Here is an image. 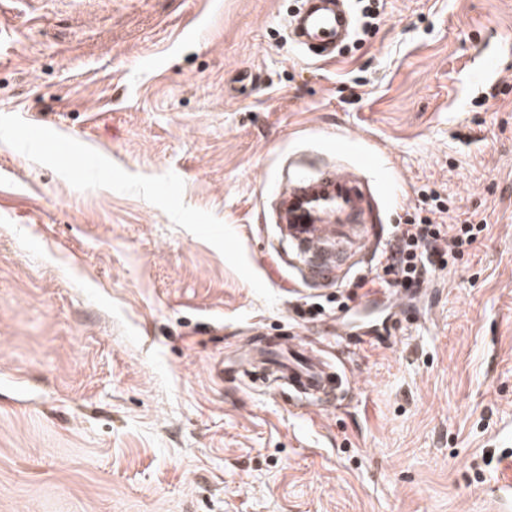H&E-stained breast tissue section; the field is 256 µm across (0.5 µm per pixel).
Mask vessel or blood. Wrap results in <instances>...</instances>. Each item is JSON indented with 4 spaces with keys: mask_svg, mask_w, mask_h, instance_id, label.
<instances>
[{
    "mask_svg": "<svg viewBox=\"0 0 512 512\" xmlns=\"http://www.w3.org/2000/svg\"><path fill=\"white\" fill-rule=\"evenodd\" d=\"M351 25L352 17L344 0H305L291 22L298 43L322 59L335 55ZM363 202L364 195L355 176L327 166L318 173L300 175L281 194L278 221L285 224L291 239L304 244L309 252L320 254L321 261L313 270L325 274L336 260L327 247L336 240L338 226L360 223ZM287 352L286 358L271 361L270 366L288 392L307 398L341 387L342 374L313 356L304 342L289 345Z\"/></svg>",
    "mask_w": 512,
    "mask_h": 512,
    "instance_id": "vessel-or-blood-1",
    "label": "vessel or blood"
}]
</instances>
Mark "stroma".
<instances>
[{
    "mask_svg": "<svg viewBox=\"0 0 512 512\" xmlns=\"http://www.w3.org/2000/svg\"><path fill=\"white\" fill-rule=\"evenodd\" d=\"M384 3L324 62L297 0H0V512H483L512 467V0ZM326 161L374 214L323 280L273 207ZM425 187L484 224L472 255L338 308ZM286 336L344 391L237 373ZM359 2H366L361 11V22L360 27L356 39V43H363L366 41V38L371 35L373 29L375 28V24L380 16V11L378 10L380 6L381 0H359Z\"/></svg>",
    "mask_w": 512,
    "mask_h": 512,
    "instance_id": "1",
    "label": "stroma"
}]
</instances>
